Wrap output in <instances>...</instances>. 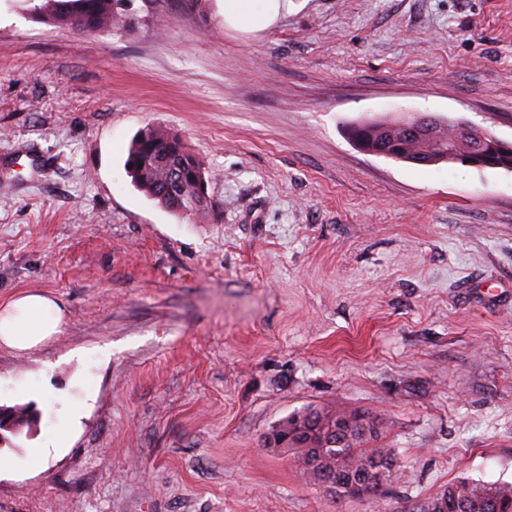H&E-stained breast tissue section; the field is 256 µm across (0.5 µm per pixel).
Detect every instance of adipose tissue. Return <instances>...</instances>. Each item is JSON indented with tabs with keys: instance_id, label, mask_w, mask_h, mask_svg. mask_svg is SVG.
<instances>
[{
	"instance_id": "ef3b65f1",
	"label": "adipose tissue",
	"mask_w": 512,
	"mask_h": 512,
	"mask_svg": "<svg viewBox=\"0 0 512 512\" xmlns=\"http://www.w3.org/2000/svg\"><path fill=\"white\" fill-rule=\"evenodd\" d=\"M226 21L251 31L268 28L287 9L288 0H235ZM64 312L50 296L22 293L0 305V345L16 350L35 348L60 331Z\"/></svg>"
}]
</instances>
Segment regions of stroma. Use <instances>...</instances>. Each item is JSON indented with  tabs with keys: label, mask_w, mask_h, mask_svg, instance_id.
<instances>
[{
	"label": "stroma",
	"mask_w": 512,
	"mask_h": 512,
	"mask_svg": "<svg viewBox=\"0 0 512 512\" xmlns=\"http://www.w3.org/2000/svg\"><path fill=\"white\" fill-rule=\"evenodd\" d=\"M131 0L79 35L0 0V304L43 292L57 336L0 346V512H424L512 485V172L359 151L350 123L464 119L512 140V0ZM179 134L211 207L125 169ZM310 408L380 425L381 496L314 483L262 438ZM68 445L28 451L66 423ZM236 9L224 13V20L235 27L251 31L268 28L288 9V0H234ZM448 492L451 496L469 499L474 504L472 512H512V487L501 488L468 480L448 484V489L432 498L427 504V512L437 511L439 500Z\"/></svg>",
	"instance_id": "35a3bbf8"
}]
</instances>
